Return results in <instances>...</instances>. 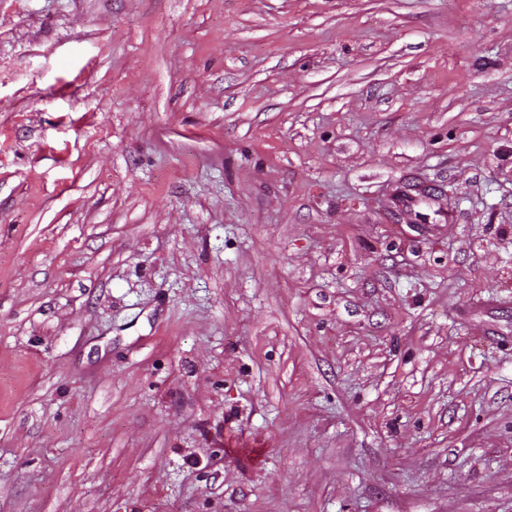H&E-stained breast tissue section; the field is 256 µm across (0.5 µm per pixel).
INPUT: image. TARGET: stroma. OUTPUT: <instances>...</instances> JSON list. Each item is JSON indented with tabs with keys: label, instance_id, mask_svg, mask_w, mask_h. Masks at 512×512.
<instances>
[{
	"label": "stroma",
	"instance_id": "35a3bbf8",
	"mask_svg": "<svg viewBox=\"0 0 512 512\" xmlns=\"http://www.w3.org/2000/svg\"><path fill=\"white\" fill-rule=\"evenodd\" d=\"M0 512H512V0H0Z\"/></svg>",
	"mask_w": 512,
	"mask_h": 512
}]
</instances>
